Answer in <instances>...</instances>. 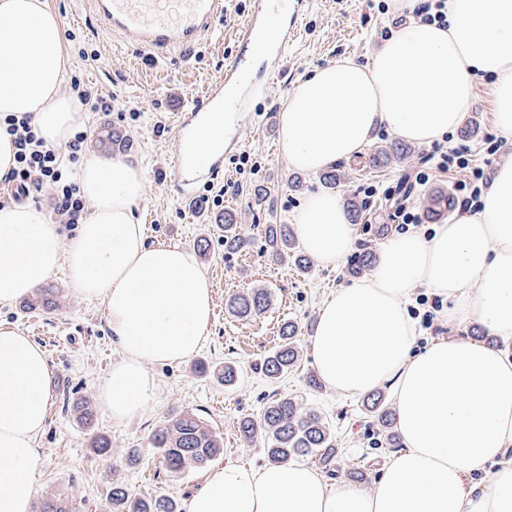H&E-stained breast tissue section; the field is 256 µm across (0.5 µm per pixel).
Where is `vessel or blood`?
<instances>
[{"label":"vessel or blood","instance_id":"1","mask_svg":"<svg viewBox=\"0 0 512 512\" xmlns=\"http://www.w3.org/2000/svg\"><path fill=\"white\" fill-rule=\"evenodd\" d=\"M229 0H90L94 13L128 42L153 53L176 49L186 53L201 43L205 32L227 13ZM305 0H251L248 21L237 36V51L223 79L209 84L202 95L179 112L174 128L176 152L167 163L179 179L181 198H193L200 185L214 182L221 172L219 158L205 154L200 142L223 136L210 125L213 112H248L258 96H271L274 77L253 81L244 64L247 52L260 51L285 62Z\"/></svg>","mask_w":512,"mask_h":512}]
</instances>
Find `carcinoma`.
<instances>
[{
	"mask_svg": "<svg viewBox=\"0 0 512 512\" xmlns=\"http://www.w3.org/2000/svg\"><path fill=\"white\" fill-rule=\"evenodd\" d=\"M408 152L401 144L381 148L368 157L367 165L377 167ZM224 249L228 252L243 251L250 240L241 233L233 216H224ZM267 249L278 260H289L302 272L310 268V261L294 251L292 230L286 224H270L266 228ZM268 306V293L256 289L231 302L233 312L247 316L263 312ZM298 359L297 327L292 322L283 324L280 342L262 361L261 369L271 379L288 373ZM366 411L374 419L392 448L401 447V439L394 430V414L385 403L383 393L367 397ZM239 431L248 440L260 439L264 452L273 464L287 463L296 458L318 457L327 463L332 460L333 435L329 423L314 410L305 409L293 396H280L269 402L259 417L245 415ZM152 447L161 454V462L171 472L180 473L189 468L201 467L215 457L223 443L195 414L182 412L171 417L151 439ZM112 512H177L174 500L158 493L149 497L133 494L127 487L115 483L109 492Z\"/></svg>",
	"mask_w": 512,
	"mask_h": 512,
	"instance_id": "1",
	"label": "carcinoma"
}]
</instances>
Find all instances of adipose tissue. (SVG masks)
Here are the masks:
<instances>
[{
  "mask_svg": "<svg viewBox=\"0 0 512 512\" xmlns=\"http://www.w3.org/2000/svg\"><path fill=\"white\" fill-rule=\"evenodd\" d=\"M70 64L48 0H0V120H30L45 150L60 151L83 124L61 90ZM490 79L493 124L512 141V0H448V25L411 22L370 63L342 58L300 79L279 119L290 168L318 173L358 157L387 127L416 144L444 141ZM90 209L65 236L22 203L0 205V305L30 295L66 267L76 291L101 300L121 356L99 385L113 423L154 401L146 364L192 357L213 317L211 283L193 251L149 243L135 208L141 167L87 156L74 171ZM293 222L302 248L335 266L353 226L335 193L309 194ZM441 297L449 327L479 323L512 341V163L499 166L481 206L383 248L374 273L338 288L320 308L311 347L324 384L362 396L389 386L403 446L372 488L328 484L298 463L227 464L184 512H512V358L467 336L418 348L414 289ZM51 370L44 351L0 325V512H32L41 468Z\"/></svg>",
  "mask_w": 512,
  "mask_h": 512,
  "instance_id": "ef3b65f1",
  "label": "adipose tissue"
}]
</instances>
